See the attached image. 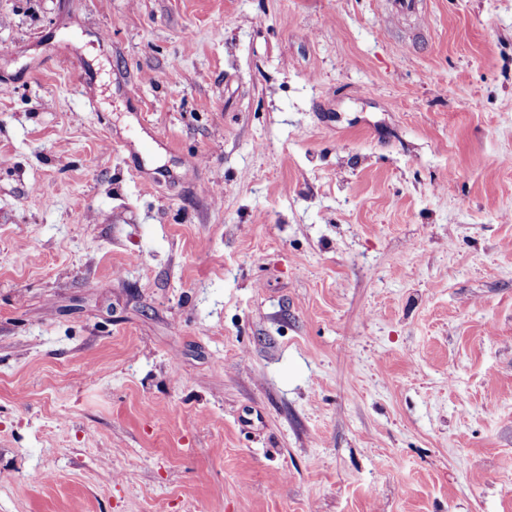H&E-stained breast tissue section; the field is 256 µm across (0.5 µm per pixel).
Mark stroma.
Here are the masks:
<instances>
[{"label": "stroma", "mask_w": 512, "mask_h": 512, "mask_svg": "<svg viewBox=\"0 0 512 512\" xmlns=\"http://www.w3.org/2000/svg\"><path fill=\"white\" fill-rule=\"evenodd\" d=\"M413 2L0 0V512H512V0Z\"/></svg>", "instance_id": "stroma-1"}]
</instances>
